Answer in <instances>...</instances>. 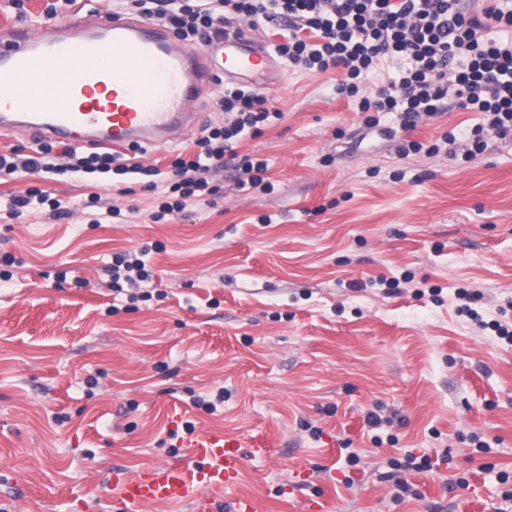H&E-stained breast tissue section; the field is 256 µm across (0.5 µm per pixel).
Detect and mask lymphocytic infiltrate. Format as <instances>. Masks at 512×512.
Segmentation results:
<instances>
[{
  "mask_svg": "<svg viewBox=\"0 0 512 512\" xmlns=\"http://www.w3.org/2000/svg\"><path fill=\"white\" fill-rule=\"evenodd\" d=\"M122 10L174 29L188 45L207 44L252 28L287 30L275 53L296 70L337 74L336 91L363 114L367 127L395 114L401 130L434 120L457 108L480 113L465 141L444 132L423 143L405 141L402 155L446 154L472 159L490 139L512 141V0H493L487 7L465 11L461 0H120ZM396 63L395 79L379 78L383 66ZM224 121L202 129L194 158L176 157L170 174L155 166L123 163L109 152L80 156L66 149L53 156L52 145L24 159L0 154V175L15 173H115L147 178L159 191L161 212L184 209L197 194L216 193V174L225 166L236 170L237 191H266L268 162L239 156L246 135H259L264 125L280 119L265 98L225 84L216 101ZM146 249L114 254L112 286L139 287L150 282Z\"/></svg>",
  "mask_w": 512,
  "mask_h": 512,
  "instance_id": "f902f5d3",
  "label": "lymphocytic infiltrate"
}]
</instances>
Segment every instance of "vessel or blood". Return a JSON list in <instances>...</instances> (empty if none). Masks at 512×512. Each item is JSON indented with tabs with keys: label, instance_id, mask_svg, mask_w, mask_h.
<instances>
[{
	"label": "vessel or blood",
	"instance_id": "obj_1",
	"mask_svg": "<svg viewBox=\"0 0 512 512\" xmlns=\"http://www.w3.org/2000/svg\"><path fill=\"white\" fill-rule=\"evenodd\" d=\"M270 59L266 45L245 34L199 51L161 22L118 13L93 19L76 9L35 30L7 26L0 29V130L115 151L163 144L196 123L191 106L203 87L221 77L259 87ZM60 72L68 75L65 106L52 103ZM243 466L238 442L208 432L188 460L148 465L133 477L114 471L112 512L149 503L218 512L217 493L237 485Z\"/></svg>",
	"mask_w": 512,
	"mask_h": 512
}]
</instances>
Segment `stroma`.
<instances>
[{"label":"stroma","mask_w":512,"mask_h":512,"mask_svg":"<svg viewBox=\"0 0 512 512\" xmlns=\"http://www.w3.org/2000/svg\"><path fill=\"white\" fill-rule=\"evenodd\" d=\"M52 7L113 11L0 0V27L38 26ZM260 94L284 117L238 152L268 160V192L231 190L227 170L220 195L156 221L154 193L118 195L107 174L0 175V256L17 260L8 278L0 264V512H111L113 470L188 458L211 430L269 448L218 493L222 512L240 494L258 512H512V344L455 297L476 292L484 320L512 324V144L489 140L470 160L400 156L407 138L464 136L476 113L370 130L332 74L279 58ZM198 136L121 155L166 171ZM30 187L61 214L8 217ZM94 195L120 219L91 223ZM147 243L152 297L133 307L112 289V255ZM221 390L218 412L194 406ZM371 411L394 443H373ZM347 443L360 466H345ZM408 452L448 460L402 472L419 495L397 502L387 462ZM461 476L468 487H454Z\"/></svg>","instance_id":"obj_1"}]
</instances>
